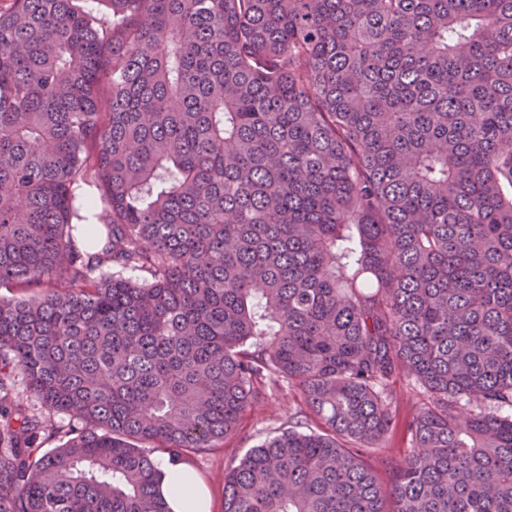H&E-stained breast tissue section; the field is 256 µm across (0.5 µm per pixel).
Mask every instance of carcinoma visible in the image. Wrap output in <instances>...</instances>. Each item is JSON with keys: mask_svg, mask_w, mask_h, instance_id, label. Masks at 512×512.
I'll return each instance as SVG.
<instances>
[{"mask_svg": "<svg viewBox=\"0 0 512 512\" xmlns=\"http://www.w3.org/2000/svg\"><path fill=\"white\" fill-rule=\"evenodd\" d=\"M86 2L0 11V512H171L285 387L224 512H512V0ZM299 401L298 392L292 387H285L272 396L257 401L247 411L235 435L218 443L217 448L191 454L186 460L177 461L187 464L192 470L180 463L168 462L173 460L165 453H154L156 462L166 461L157 466L162 472V493L170 510L224 512L225 470L238 461L249 448L259 444L274 431L288 429L297 423L304 426L306 419L299 413Z\"/></svg>", "mask_w": 512, "mask_h": 512, "instance_id": "cac0c4a2", "label": "carcinoma"}]
</instances>
